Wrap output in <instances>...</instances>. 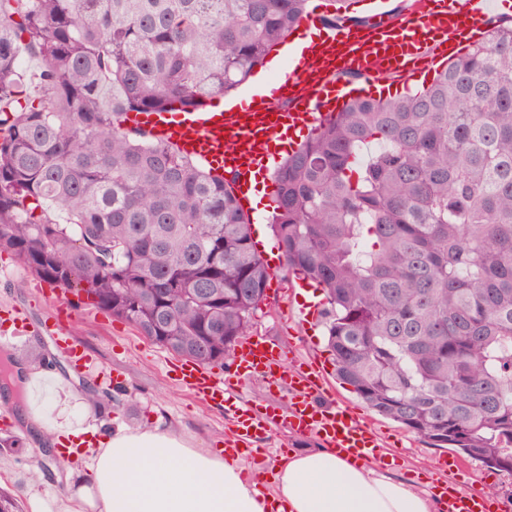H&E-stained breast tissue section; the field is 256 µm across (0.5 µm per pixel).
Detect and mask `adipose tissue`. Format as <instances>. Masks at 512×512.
Instances as JSON below:
<instances>
[{
  "label": "adipose tissue",
  "instance_id": "obj_1",
  "mask_svg": "<svg viewBox=\"0 0 512 512\" xmlns=\"http://www.w3.org/2000/svg\"><path fill=\"white\" fill-rule=\"evenodd\" d=\"M60 378L24 371L22 417L48 444L73 441L95 446L63 512H437L429 492L356 463L331 448L289 452L276 466L275 492L263 494L249 481L239 455L217 456L156 432L99 433L46 418Z\"/></svg>",
  "mask_w": 512,
  "mask_h": 512
}]
</instances>
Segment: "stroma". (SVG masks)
<instances>
[{
	"instance_id": "stroma-1",
	"label": "stroma",
	"mask_w": 512,
	"mask_h": 512,
	"mask_svg": "<svg viewBox=\"0 0 512 512\" xmlns=\"http://www.w3.org/2000/svg\"><path fill=\"white\" fill-rule=\"evenodd\" d=\"M267 245L262 257L268 262L271 282L267 298L256 312L252 331L289 350L303 368L321 369L329 390L350 403L363 417H371L393 458L384 468L396 479L417 484L432 477L434 460L441 449L431 447L405 431L397 423L372 415L363 400L350 386L336 377L332 355L327 347L321 321L306 322L292 310L288 285L292 279L283 262L272 260L270 249L275 241L265 235ZM42 282L21 262L0 254V317L13 309L23 310L29 329L14 337L10 344L13 360L35 371L50 370L64 379L56 405L47 409L50 419L66 417L74 426L100 429L121 428L130 433L154 431L184 439L189 447L219 453L224 433L231 419L224 408L200 403L172 378L168 365L174 353L141 336L128 323L90 305L86 297L70 296L69 316L64 321L65 335L81 344L97 364L89 371L74 366L58 354L43 334L36 332L54 306L53 299L43 298ZM107 390L110 399L102 404L88 400L89 391ZM231 402L241 407L264 409L271 406L285 410L287 388L271 390L266 383L244 379L229 391ZM9 434L19 436L16 448L0 450V487L15 491L22 499L24 512H53L55 502L65 496L72 482L67 469L57 464L54 454L18 418L7 424ZM317 438L297 437L281 423L273 424L266 440L258 441L257 452L248 459L249 468L261 471L265 493H272L274 469L290 449L316 448ZM42 478L34 482L31 471ZM450 474L459 487L471 480H481L490 493L512 499V474L471 462L466 468H451Z\"/></svg>"
}]
</instances>
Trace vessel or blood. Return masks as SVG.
Returning <instances> with one entry per match:
<instances>
[{"mask_svg":"<svg viewBox=\"0 0 512 512\" xmlns=\"http://www.w3.org/2000/svg\"><path fill=\"white\" fill-rule=\"evenodd\" d=\"M484 2L420 0L397 22H374L358 33L341 25L329 28L311 59H291L258 107L242 112H134L127 122L202 161L223 165L236 179L237 197L246 199L255 173L275 165L274 147L284 135L318 125L327 112L351 98V91L338 82L339 73L353 71L368 81L384 76L397 86H408L421 73L423 59L438 62L455 53L462 27H480ZM275 99L288 101V108L273 109ZM68 307L67 300H59L57 315L44 331L59 351L77 358L81 350L65 337L58 318ZM234 362L243 376L265 379L271 387L289 386L285 422L292 434L317 437L323 446L361 461L385 460L387 450L372 424L349 406L326 401L321 372L289 365L285 351L261 336L239 343ZM170 370L178 384L225 407L233 422L224 435L225 447L246 449L267 434L274 414L226 402L228 381L220 372L189 360L172 363ZM433 467L443 475L436 484L441 512H502L503 503L482 486L462 490L445 480L447 456H439Z\"/></svg>","mask_w":512,"mask_h":512,"instance_id":"1","label":"vessel or blood"}]
</instances>
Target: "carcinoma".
Listing matches in <instances>:
<instances>
[{
  "instance_id": "1",
  "label": "carcinoma",
  "mask_w": 512,
  "mask_h": 512,
  "mask_svg": "<svg viewBox=\"0 0 512 512\" xmlns=\"http://www.w3.org/2000/svg\"><path fill=\"white\" fill-rule=\"evenodd\" d=\"M306 4L0 0V253L177 356L232 357L270 281L251 217L232 180L124 117L208 107ZM274 183L271 231L321 288L337 379L511 474L512 18L426 87L345 102Z\"/></svg>"
}]
</instances>
